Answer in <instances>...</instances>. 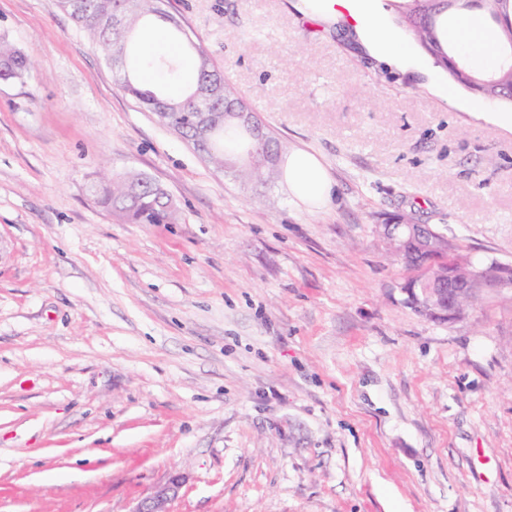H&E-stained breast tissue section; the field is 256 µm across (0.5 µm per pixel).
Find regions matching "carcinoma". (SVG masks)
Instances as JSON below:
<instances>
[{"mask_svg":"<svg viewBox=\"0 0 512 512\" xmlns=\"http://www.w3.org/2000/svg\"><path fill=\"white\" fill-rule=\"evenodd\" d=\"M57 2L74 25L89 34L94 50L112 66L118 86L144 111L190 143L207 164L220 170L231 167L244 180L266 182L277 175V169L266 167L260 160L253 166L243 165L253 149L251 129L237 119L224 117V112L231 104L237 112L248 108L224 82L208 51L188 37L185 25L170 21L173 14L164 9L165 0ZM475 6L484 11L499 36L497 62L485 72L471 67L464 50L448 44L444 25L447 14ZM388 7L399 27L412 34L420 49L445 69L449 80L491 103L512 104V0H392ZM156 21L169 29L173 54L147 59L145 68L177 81L178 55L191 52L195 57L194 81L181 97H170L156 86L141 84L127 65L138 35ZM31 66L30 57L7 36L0 35V82L25 83ZM92 190L103 206L121 218L141 224H173L178 219L172 197L144 173L127 171L112 177L103 173L92 183ZM405 267L412 273L407 284L418 289L428 284V271L410 263Z\"/></svg>","mask_w":512,"mask_h":512,"instance_id":"obj_1","label":"carcinoma"}]
</instances>
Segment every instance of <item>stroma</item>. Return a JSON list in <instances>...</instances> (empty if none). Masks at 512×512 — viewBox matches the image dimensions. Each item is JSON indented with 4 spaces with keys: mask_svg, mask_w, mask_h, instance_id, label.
I'll list each match as a JSON object with an SVG mask.
<instances>
[{
    "mask_svg": "<svg viewBox=\"0 0 512 512\" xmlns=\"http://www.w3.org/2000/svg\"><path fill=\"white\" fill-rule=\"evenodd\" d=\"M226 83L336 184L213 170L142 111L56 0H0L34 59L0 83V512H512V288L453 324L407 307L378 224L512 265V108L430 57L375 60L348 15L168 0ZM146 173L175 224L89 191ZM281 181L288 195L310 209L326 205L334 194L335 184L320 159L305 150L288 152L280 162ZM181 483L179 476H172L167 484L138 502L132 512H171L170 505L178 496Z\"/></svg>",
    "mask_w": 512,
    "mask_h": 512,
    "instance_id": "35a3bbf8",
    "label": "stroma"
}]
</instances>
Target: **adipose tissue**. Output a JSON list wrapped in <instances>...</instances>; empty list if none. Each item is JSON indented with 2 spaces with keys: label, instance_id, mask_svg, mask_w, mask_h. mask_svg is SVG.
<instances>
[{
  "label": "adipose tissue",
  "instance_id": "ef3b65f1",
  "mask_svg": "<svg viewBox=\"0 0 512 512\" xmlns=\"http://www.w3.org/2000/svg\"><path fill=\"white\" fill-rule=\"evenodd\" d=\"M357 20L356 29L361 39L373 53L388 62L403 65L411 55L404 47L397 32L392 30L382 16L371 12L367 0H345ZM480 11L456 16L453 36L469 52L472 60L488 66L493 62V31L485 28ZM281 180L289 196L311 209L326 205L334 194L335 184L328 176L320 159L305 150H295L280 162Z\"/></svg>",
  "mask_w": 512,
  "mask_h": 512
}]
</instances>
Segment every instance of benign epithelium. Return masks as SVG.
<instances>
[{
    "label": "benign epithelium",
    "instance_id": "7a95c632",
    "mask_svg": "<svg viewBox=\"0 0 512 512\" xmlns=\"http://www.w3.org/2000/svg\"><path fill=\"white\" fill-rule=\"evenodd\" d=\"M378 230L402 261L415 256L422 268L435 271L429 288L420 292L414 288L402 289L405 303L433 321L450 324L463 315L464 310L459 306L462 288L474 293L487 285L512 286V279L496 262L485 267L445 262L448 240L425 224H380ZM180 488L181 478L174 475L167 484L138 502L132 512H171L170 505Z\"/></svg>",
    "mask_w": 512,
    "mask_h": 512
}]
</instances>
